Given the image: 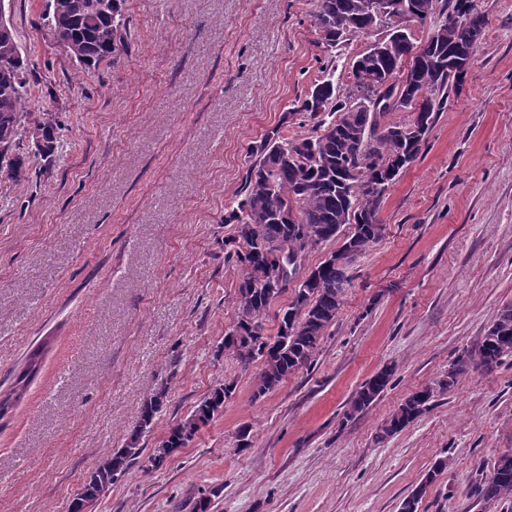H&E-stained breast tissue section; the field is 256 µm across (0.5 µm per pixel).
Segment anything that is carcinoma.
Instances as JSON below:
<instances>
[{"label":"carcinoma","instance_id":"carcinoma-1","mask_svg":"<svg viewBox=\"0 0 512 512\" xmlns=\"http://www.w3.org/2000/svg\"><path fill=\"white\" fill-rule=\"evenodd\" d=\"M101 0H48L46 21L56 41L81 69H91L112 59L123 45V6L108 14L97 7ZM422 13L419 22L432 19L438 0H406ZM389 0H314V21L319 45L328 58L347 34H361L390 18ZM449 11L425 42L408 46L395 42L382 53L367 49L352 64L357 101L338 95L333 73L314 84L298 111L307 115L313 134L281 135L269 131L253 151L242 194L224 217L235 225L234 249L226 252L244 267L238 285L236 320L224 336V348L232 350L243 364L263 363L254 398L276 389L288 375L309 365L319 352L327 328L340 310L348 284L347 268L359 254L379 241L385 227L378 212L385 190L421 153L437 113L450 94L462 90L464 64L474 63L486 19L474 0H448ZM25 52L14 31L0 29V178L21 177L26 163L11 157L21 132L36 133L45 140L41 160L51 162L58 148L57 124L49 112L21 127L27 104ZM391 79L389 93L407 101L413 119L404 124L384 122L388 110L361 101L373 95L379 79ZM354 225L342 246L321 262L312 276L295 267L292 276L274 286L272 271L283 260L296 261L335 239L341 227ZM294 296L278 314L275 337L264 334L262 320L275 300L288 289ZM512 357V306L503 308L482 343L460 354L448 368L445 389L473 368L491 369ZM41 365L40 350L33 351L12 392L0 395V416L17 400ZM392 371H379L349 400L344 419L349 421L373 404L390 383ZM232 386L226 385L201 399L192 411L169 429L164 447H184L224 405ZM435 389L426 388L408 396L385 422L380 438L401 432L430 406ZM162 395L147 400L124 447L117 448L90 475L78 492L76 509L89 500L105 496L116 476L127 470L142 453L140 435L161 411ZM447 468L439 460L434 472L400 504L399 512H419V503L435 474ZM474 496L486 505L512 499V448L504 451L493 473L475 482Z\"/></svg>","mask_w":512,"mask_h":512}]
</instances>
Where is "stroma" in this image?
<instances>
[{"label": "stroma", "instance_id": "35a3bbf8", "mask_svg": "<svg viewBox=\"0 0 512 512\" xmlns=\"http://www.w3.org/2000/svg\"><path fill=\"white\" fill-rule=\"evenodd\" d=\"M46 4L10 2L29 110L53 114L59 149L47 166L18 139L26 171L0 180V390L44 350L0 419V512H73L158 393L141 456L93 512H195L203 498L209 512H398L440 459L419 512H512L471 493L512 448V359L438 388L512 305V0H476L487 19L476 60L387 189L382 239L349 265L313 364L258 399L261 361L224 348L243 274L224 256V216L251 147L276 127L312 130L298 107L326 62L313 0H124L125 48L85 74ZM392 28L344 37L340 96L355 57ZM386 367L381 396L344 421ZM223 385L222 412L155 461L169 427ZM427 387L429 409L382 437ZM391 376L392 371L386 368L364 383L349 400V406L344 414L345 421L368 409L390 383Z\"/></svg>", "mask_w": 512, "mask_h": 512}]
</instances>
